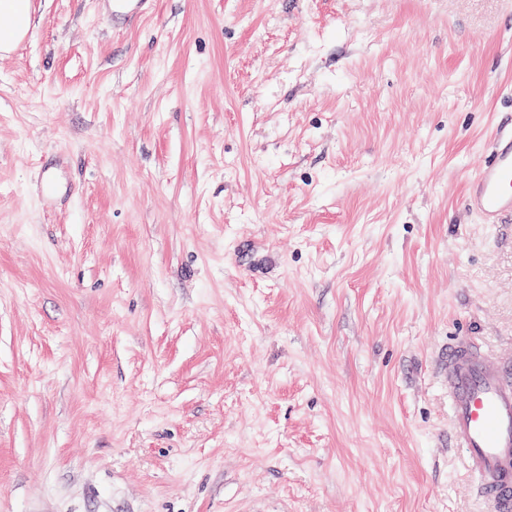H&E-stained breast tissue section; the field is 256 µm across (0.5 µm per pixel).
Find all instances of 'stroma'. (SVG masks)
Masks as SVG:
<instances>
[{
  "instance_id": "35a3bbf8",
  "label": "stroma",
  "mask_w": 512,
  "mask_h": 512,
  "mask_svg": "<svg viewBox=\"0 0 512 512\" xmlns=\"http://www.w3.org/2000/svg\"><path fill=\"white\" fill-rule=\"evenodd\" d=\"M0 56V512H489L440 347L512 350L463 195L512 0H31ZM109 3V16H112V28L123 29L125 22L133 16L147 12L152 0H105Z\"/></svg>"
}]
</instances>
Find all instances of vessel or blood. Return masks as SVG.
Masks as SVG:
<instances>
[{
	"label": "vessel or blood",
	"mask_w": 512,
	"mask_h": 512,
	"mask_svg": "<svg viewBox=\"0 0 512 512\" xmlns=\"http://www.w3.org/2000/svg\"><path fill=\"white\" fill-rule=\"evenodd\" d=\"M150 0H111L113 28L145 14ZM466 205L486 224L512 221V121L502 123L482 167L468 182ZM434 370L448 391V437L477 496L492 512H512V363L471 337L443 345Z\"/></svg>",
	"instance_id": "1"
}]
</instances>
